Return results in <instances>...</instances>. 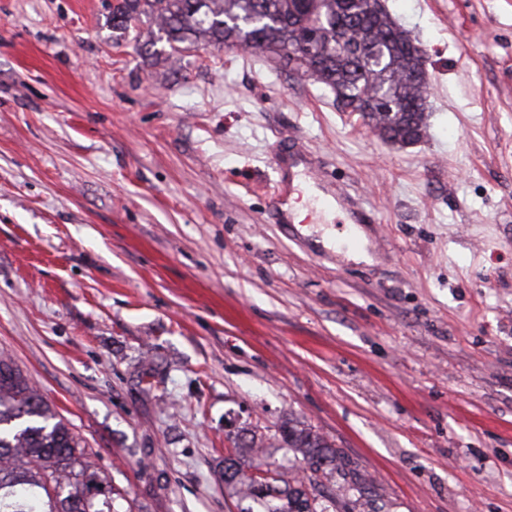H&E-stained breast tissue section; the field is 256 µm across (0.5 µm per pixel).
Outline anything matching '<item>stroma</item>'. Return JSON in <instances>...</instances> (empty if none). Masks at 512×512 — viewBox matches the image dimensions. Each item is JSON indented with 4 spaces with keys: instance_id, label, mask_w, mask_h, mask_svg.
I'll return each instance as SVG.
<instances>
[{
    "instance_id": "obj_1",
    "label": "stroma",
    "mask_w": 512,
    "mask_h": 512,
    "mask_svg": "<svg viewBox=\"0 0 512 512\" xmlns=\"http://www.w3.org/2000/svg\"><path fill=\"white\" fill-rule=\"evenodd\" d=\"M113 2L0 0V354L134 512H239L244 428L302 476L290 417L341 457L327 512H512V0H383L427 58L406 146L272 56L143 55L154 20L113 30ZM294 137L367 260L345 213L275 223Z\"/></svg>"
}]
</instances>
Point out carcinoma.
<instances>
[{"mask_svg":"<svg viewBox=\"0 0 512 512\" xmlns=\"http://www.w3.org/2000/svg\"><path fill=\"white\" fill-rule=\"evenodd\" d=\"M147 16L172 50L205 38L230 49L251 43L279 64L329 88L336 105L361 113L386 141L413 144L426 126L423 53L380 0H117L112 28ZM276 434L301 457L304 476L279 477L252 436L224 456V491L252 505L240 512H318L307 495L340 457L322 436L290 418ZM257 471L273 473L263 484ZM112 479L90 460L11 358L0 355V512H121Z\"/></svg>","mask_w":512,"mask_h":512,"instance_id":"obj_1","label":"carcinoma"}]
</instances>
